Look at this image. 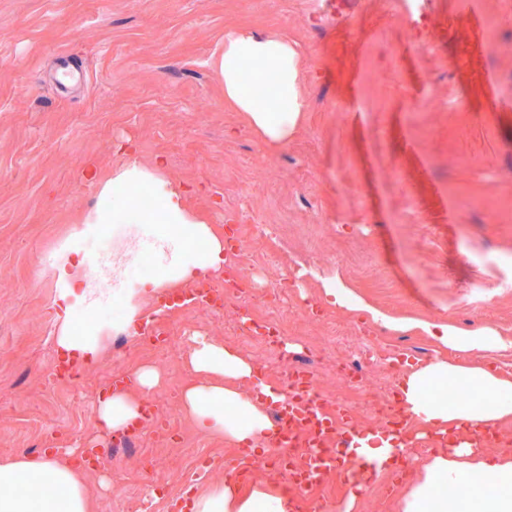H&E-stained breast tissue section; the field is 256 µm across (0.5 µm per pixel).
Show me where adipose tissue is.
<instances>
[{
  "instance_id": "1",
  "label": "adipose tissue",
  "mask_w": 512,
  "mask_h": 512,
  "mask_svg": "<svg viewBox=\"0 0 512 512\" xmlns=\"http://www.w3.org/2000/svg\"><path fill=\"white\" fill-rule=\"evenodd\" d=\"M262 64L252 91H245L244 62ZM211 67L224 85V100L242 112L247 124L269 145L282 146L296 132L307 103L298 89L299 55L295 46L276 33L240 29L227 32ZM149 186L160 202V223L172 233L155 240V253L164 274L125 288L120 329L135 335L141 321L142 296L171 291L192 283L202 273H221L227 257L224 243L192 213L183 191L164 179L159 165L128 161L100 182L96 209L89 224H143L145 211L133 201V192ZM57 267L71 290L86 307H93L102 290L100 275L86 272L82 261L61 254ZM423 330L463 356L512 349V337L487 326L475 332L451 324L423 323ZM55 343L79 354L88 364L101 357L98 327L62 316ZM189 365L196 384L182 394V412L195 425L210 430L232 445L250 446L257 455L268 454L265 443L271 427L268 402L277 400L272 384L256 378L254 369L232 347L196 336L191 340ZM135 389L113 391L98 403L97 428L118 432L140 418L142 394L159 381L151 368L138 371ZM465 386L469 398L448 403L442 388ZM402 406L414 420L438 434L464 431L479 424L499 428L512 421V378L498 374L486 363L453 364L435 359L426 365L404 363L396 381ZM84 449L70 445L39 456L20 455L0 463V512H91L80 465ZM398 512H512V453L489 455L480 448L437 449L417 469L399 477ZM447 494H440V486ZM190 512H292L290 501L270 480L241 489L232 480L211 484L196 493Z\"/></svg>"
}]
</instances>
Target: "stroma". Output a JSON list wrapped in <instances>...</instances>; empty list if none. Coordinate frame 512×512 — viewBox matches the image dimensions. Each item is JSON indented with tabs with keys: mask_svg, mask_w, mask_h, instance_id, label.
<instances>
[{
	"mask_svg": "<svg viewBox=\"0 0 512 512\" xmlns=\"http://www.w3.org/2000/svg\"><path fill=\"white\" fill-rule=\"evenodd\" d=\"M338 22L324 0H0V460L31 443L96 437L97 405L110 375L150 367L157 405L138 451L87 479L92 512H172L188 488L181 474L207 456L224 478L236 449L198 429L180 408L194 382L191 337L239 350L252 365L261 342L230 336L243 300L222 310L160 312L165 343L125 338L67 386L47 379L57 349L58 296L67 289L47 254L63 236L106 233L108 250L145 251L159 224H89L97 187L132 157L163 159L190 210L216 233L241 227L247 285L282 279L280 319L291 349L310 348L314 383L344 391L337 364L363 345L374 358L352 396L357 423L381 426L369 401L390 399L387 358L425 364L439 352L421 330H384L327 305L322 282L339 279L392 318L442 321L512 335V294L499 293L512 256V0H427L450 17L439 38H419L397 0H350ZM487 49H471L474 15ZM279 32L297 44L309 110L288 144L269 148L224 102L209 60L226 32ZM68 54L88 80L56 95V58ZM270 225L267 234L256 225Z\"/></svg>",
	"mask_w": 512,
	"mask_h": 512,
	"instance_id": "stroma-1",
	"label": "stroma"
}]
</instances>
